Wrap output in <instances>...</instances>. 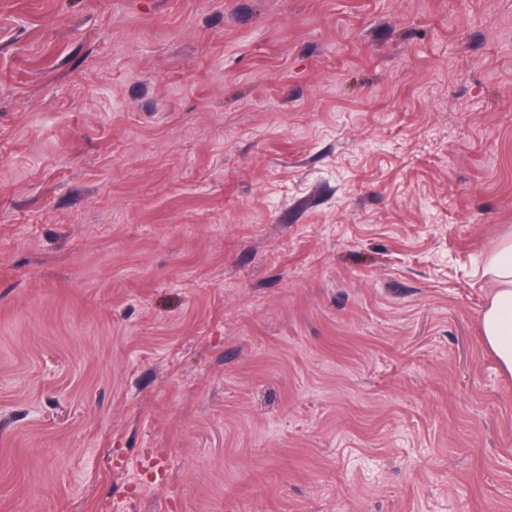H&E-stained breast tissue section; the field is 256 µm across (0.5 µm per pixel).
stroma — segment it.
<instances>
[{"instance_id":"stroma-1","label":"stroma","mask_w":512,"mask_h":512,"mask_svg":"<svg viewBox=\"0 0 512 512\" xmlns=\"http://www.w3.org/2000/svg\"><path fill=\"white\" fill-rule=\"evenodd\" d=\"M511 230L512 0H0V512H512ZM484 275L490 277L491 298L480 318L484 344L499 370L512 376V236L494 245L486 255Z\"/></svg>"}]
</instances>
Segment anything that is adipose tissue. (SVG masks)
<instances>
[{
  "label": "adipose tissue",
  "mask_w": 512,
  "mask_h": 512,
  "mask_svg": "<svg viewBox=\"0 0 512 512\" xmlns=\"http://www.w3.org/2000/svg\"><path fill=\"white\" fill-rule=\"evenodd\" d=\"M484 273L490 278L492 291L480 318V335L499 370L512 376V236L489 250Z\"/></svg>",
  "instance_id": "ef3b65f1"
}]
</instances>
